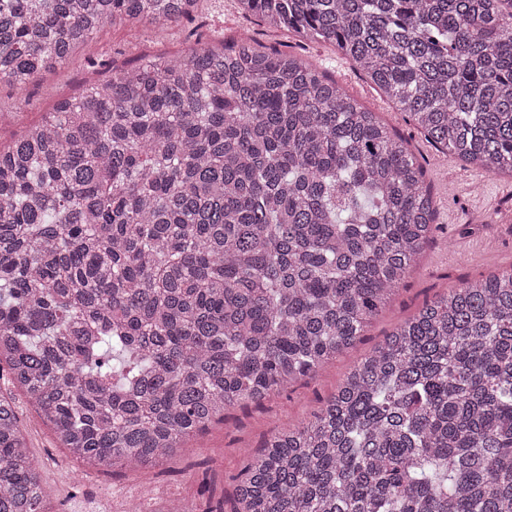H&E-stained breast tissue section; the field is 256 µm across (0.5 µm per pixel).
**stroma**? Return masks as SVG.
Masks as SVG:
<instances>
[{"label": "stroma", "mask_w": 512, "mask_h": 512, "mask_svg": "<svg viewBox=\"0 0 512 512\" xmlns=\"http://www.w3.org/2000/svg\"><path fill=\"white\" fill-rule=\"evenodd\" d=\"M196 23L204 41H230L247 31L258 45L277 47L318 66L403 135L423 164L436 199L435 241L389 308L372 320L362 342L314 377L296 382L260 405L230 410L226 421L187 437L180 454L159 466L124 471L81 465L61 448L23 391L1 381L0 388L16 405L28 449L41 465L44 491L58 512H130L136 506L152 507L159 497L222 505L229 510L234 497L232 477L244 462L276 431L307 419L334 392L347 369L396 323L446 289L512 268V176L488 174L453 154L436 151L331 44L305 41L244 15L237 0H200ZM190 29L187 23L133 29L117 18L105 24L65 64L43 72L26 88L0 83V112L6 116L0 123V144H10L57 101L100 79L97 62L111 61L120 67L142 57L184 53L192 44Z\"/></svg>", "instance_id": "35a3bbf8"}]
</instances>
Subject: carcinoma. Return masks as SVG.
<instances>
[{
    "mask_svg": "<svg viewBox=\"0 0 512 512\" xmlns=\"http://www.w3.org/2000/svg\"><path fill=\"white\" fill-rule=\"evenodd\" d=\"M198 2L0 0V81ZM239 2L512 175V0ZM435 223L407 140L302 59L136 60L0 147V363L80 463L161 465L358 343ZM234 480L232 512H512V269L424 303ZM0 512H53L2 396Z\"/></svg>",
    "mask_w": 512,
    "mask_h": 512,
    "instance_id": "obj_1",
    "label": "carcinoma"
}]
</instances>
